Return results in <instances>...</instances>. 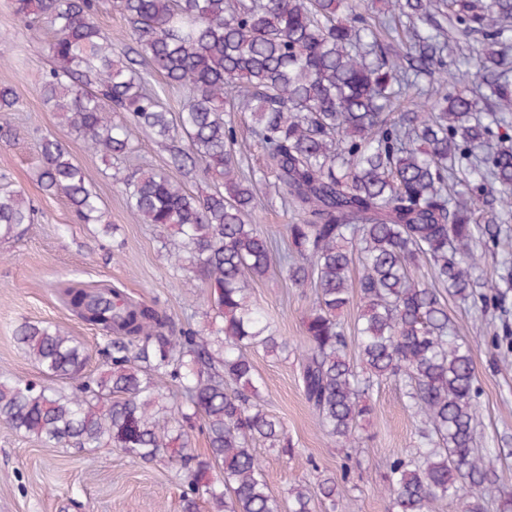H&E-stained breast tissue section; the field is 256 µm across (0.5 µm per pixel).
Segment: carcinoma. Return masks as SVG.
Instances as JSON below:
<instances>
[{
  "instance_id": "cac0c4a2",
  "label": "carcinoma",
  "mask_w": 512,
  "mask_h": 512,
  "mask_svg": "<svg viewBox=\"0 0 512 512\" xmlns=\"http://www.w3.org/2000/svg\"><path fill=\"white\" fill-rule=\"evenodd\" d=\"M391 3L380 30L362 0H113L133 53L187 91L173 115L137 60L112 47L95 20L97 0H12L29 25H50L42 94L90 151L125 158L136 133L148 131L181 173L222 179L204 195L150 168L122 181L141 223L174 230L170 260L209 284L222 325L176 332L156 303L64 283L66 306L109 337L106 369L86 375L82 342L25 321L14 340L44 379L1 372L0 421L47 447L119 448L143 461L166 455L187 483L183 512H198L202 498L211 512H334L336 478L297 482L284 501L253 448L262 441L294 455L283 424L261 404L248 351L297 352L304 396L343 447L359 443L374 388L404 382L419 425L413 450L391 461L381 488L392 512H435L448 498L462 512H484L492 494L512 512V494L491 480L495 458L476 451L471 350L442 295L503 302L499 288H512L508 261L494 281L474 275L476 242L500 243L512 219V150L476 154L512 113V0ZM450 14L458 39L480 33L487 43L460 64L437 21ZM472 69L490 95L468 90ZM421 77L429 105L394 111ZM226 106L248 119L270 167L244 171ZM40 151L42 186L63 194L82 222L101 220L98 196L65 146L45 137ZM270 180L299 214L283 247L252 224L258 186ZM31 223L24 195L0 188V238ZM424 264L430 284L411 275ZM273 268L314 292L301 352L250 300V283ZM353 303L356 359L339 320ZM166 378L181 388L176 405L159 391ZM197 426L204 459L188 452Z\"/></svg>"
}]
</instances>
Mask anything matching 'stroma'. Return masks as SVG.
I'll use <instances>...</instances> for the list:
<instances>
[{"instance_id":"stroma-1","label":"stroma","mask_w":512,"mask_h":512,"mask_svg":"<svg viewBox=\"0 0 512 512\" xmlns=\"http://www.w3.org/2000/svg\"><path fill=\"white\" fill-rule=\"evenodd\" d=\"M0 36L7 39L0 47L5 52L0 85L12 87L18 97L15 111L0 113V125L14 131L12 138L0 139V188L21 191L35 210L34 223L13 239L0 240V372L40 377L14 341L16 327L25 321L63 327L84 344L88 373L103 370L101 331L74 317L58 293L59 284L70 280L108 285L131 299L158 303L176 328L204 325L207 283L172 266L162 247L166 230L140 223L118 184L140 167L172 170L165 145L144 132L128 159L106 160L88 151L76 134L59 126L41 95L50 68L49 25L28 28L11 0H0ZM46 136L58 139L87 171L102 207L101 223L79 221L66 198L42 187L40 142ZM251 296L276 319L282 336L303 347L310 289L294 287L286 274L277 273L253 283ZM507 308L503 314L480 303L448 302L475 368L478 446L496 454V484L512 492V363L502 361L512 351V338L502 332L503 325L512 326V293ZM251 359L262 381L264 408L280 419L295 448L289 457L257 443L272 491L284 497L295 480L313 484L332 474L339 484L337 512H390L380 491L387 465L409 451L418 424L403 383L384 381L371 394L361 441L344 448L325 433L305 400L297 357L283 361L259 351ZM184 488L182 473L168 459L146 462L117 448H47L0 422V512H182Z\"/></svg>"}]
</instances>
